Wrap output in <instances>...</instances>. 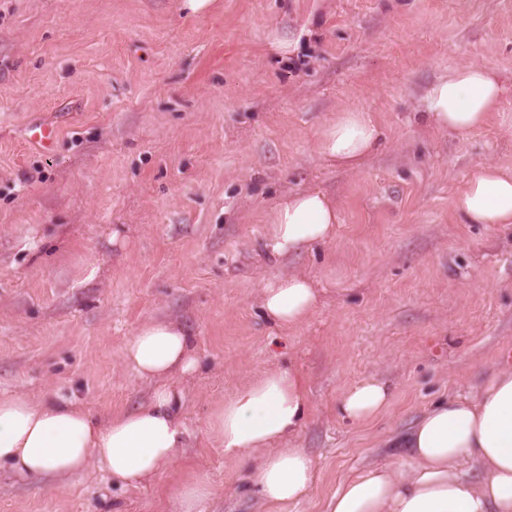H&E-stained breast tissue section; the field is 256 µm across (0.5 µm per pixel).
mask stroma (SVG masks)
Wrapping results in <instances>:
<instances>
[{"instance_id":"obj_1","label":"stroma","mask_w":512,"mask_h":512,"mask_svg":"<svg viewBox=\"0 0 512 512\" xmlns=\"http://www.w3.org/2000/svg\"><path fill=\"white\" fill-rule=\"evenodd\" d=\"M298 40L290 56L275 38ZM493 68L503 106L467 133L425 127L424 91L466 62ZM370 112L381 150L355 173L317 153L336 112ZM59 124L53 152L27 139ZM512 168V0H0V394L78 402L96 418L146 402L123 360L135 329L172 320L195 371L173 378L186 446L205 472L204 512H260L246 471L207 431L212 407L254 373L293 368L311 410L295 438L324 512L367 464L409 468L386 442L429 404L512 366V224H467L455 207L473 167ZM319 190L335 239L276 258L266 212ZM297 272L321 290L283 330L263 283ZM367 378L387 412L341 418ZM173 476L127 488L89 469L45 487L0 469V512H173Z\"/></svg>"}]
</instances>
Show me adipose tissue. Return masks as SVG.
I'll list each match as a JSON object with an SVG mask.
<instances>
[{
    "label": "adipose tissue",
    "mask_w": 512,
    "mask_h": 512,
    "mask_svg": "<svg viewBox=\"0 0 512 512\" xmlns=\"http://www.w3.org/2000/svg\"><path fill=\"white\" fill-rule=\"evenodd\" d=\"M505 93L487 65L463 64L428 86L421 117L432 129L468 133L487 124ZM380 138L369 113L343 110L321 128L317 152L327 163L355 171ZM456 208L471 224H512V170L477 165ZM265 222L267 249L282 257L332 241L340 212L327 194L299 191L279 198ZM259 303L266 319L293 329L315 311L318 293L307 276L290 273L267 281ZM124 359L155 387L138 408L103 421L69 400L0 395V468L49 483L94 466L136 488L171 469L186 432L170 381L195 368L192 338L178 324L152 320L136 329ZM391 401L386 384L366 379L343 393L338 411L362 424L384 413ZM310 408L303 375L267 368L207 420L225 457L247 461V481L259 494L262 512H288L315 489L313 459L290 445ZM394 443L406 449L410 469L372 464L358 470L341 481L326 512H512V369L491 372L476 393L434 402Z\"/></svg>",
    "instance_id": "obj_1"
}]
</instances>
